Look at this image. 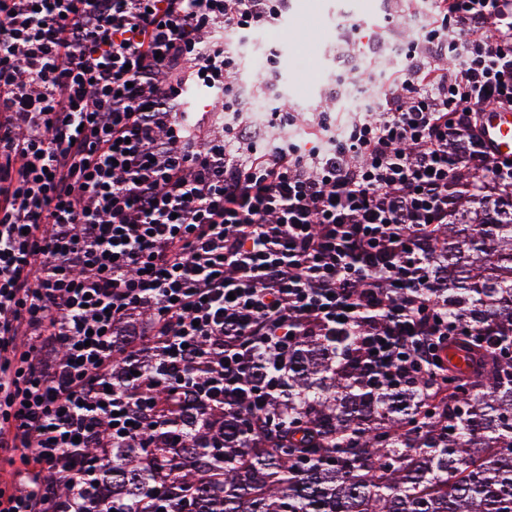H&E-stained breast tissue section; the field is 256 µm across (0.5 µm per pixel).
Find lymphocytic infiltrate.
I'll return each mask as SVG.
<instances>
[{"mask_svg": "<svg viewBox=\"0 0 512 512\" xmlns=\"http://www.w3.org/2000/svg\"><path fill=\"white\" fill-rule=\"evenodd\" d=\"M287 5L0 0V512H111L81 449L134 447L162 386L263 421L295 337L349 341L378 392L489 347L430 269L457 191L512 193L481 134L512 109V0H423L404 69L303 148L252 129L234 78L233 39ZM189 82L219 127L180 112Z\"/></svg>", "mask_w": 512, "mask_h": 512, "instance_id": "lymphocytic-infiltrate-1", "label": "lymphocytic infiltrate"}]
</instances>
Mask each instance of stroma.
Returning a JSON list of instances; mask_svg holds the SVG:
<instances>
[{"label": "stroma", "instance_id": "1", "mask_svg": "<svg viewBox=\"0 0 512 512\" xmlns=\"http://www.w3.org/2000/svg\"><path fill=\"white\" fill-rule=\"evenodd\" d=\"M386 6V0H288L285 17L290 28L257 33L242 47L239 83L253 96L271 94L273 105H288L304 116L295 129L287 130L289 142L305 145L309 139L306 118L325 105L332 92L341 90L343 70L336 54L344 48L358 49L356 36L346 33L348 25L359 22L377 32L380 39L388 38ZM272 46L279 51L278 69L265 84L256 75L257 62Z\"/></svg>", "mask_w": 512, "mask_h": 512}]
</instances>
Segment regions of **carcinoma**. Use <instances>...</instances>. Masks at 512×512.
<instances>
[{"mask_svg":"<svg viewBox=\"0 0 512 512\" xmlns=\"http://www.w3.org/2000/svg\"><path fill=\"white\" fill-rule=\"evenodd\" d=\"M438 234L448 314L512 338V196L487 208L457 194ZM457 350L432 396L379 394L336 371L332 343L298 336L268 407L276 428L174 399L175 433L114 451L97 496L117 512L159 484L186 512H512V358L487 350L476 370Z\"/></svg>","mask_w":512,"mask_h":512,"instance_id":"cac0c4a2","label":"carcinoma"}]
</instances>
